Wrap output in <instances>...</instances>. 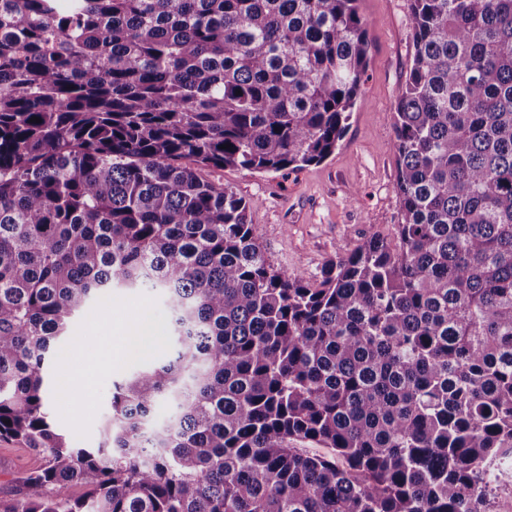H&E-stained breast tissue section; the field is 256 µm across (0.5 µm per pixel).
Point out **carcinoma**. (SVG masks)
<instances>
[{"label":"carcinoma","instance_id":"carcinoma-1","mask_svg":"<svg viewBox=\"0 0 512 512\" xmlns=\"http://www.w3.org/2000/svg\"><path fill=\"white\" fill-rule=\"evenodd\" d=\"M357 2L0 0V439L42 457L0 512H494L512 0H410L400 222L317 283L271 265L246 202L203 175L335 153L366 72ZM114 287L165 293L176 354L114 383L78 448L48 355Z\"/></svg>","mask_w":512,"mask_h":512}]
</instances>
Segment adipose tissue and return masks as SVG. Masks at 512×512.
<instances>
[{"label":"adipose tissue","instance_id":"ef3b65f1","mask_svg":"<svg viewBox=\"0 0 512 512\" xmlns=\"http://www.w3.org/2000/svg\"><path fill=\"white\" fill-rule=\"evenodd\" d=\"M112 342L101 345L89 354L78 356L66 366V387L73 391L84 408L95 403L92 379L99 373L112 368L114 360L131 353L150 351L158 332L154 326L141 323H121L114 327Z\"/></svg>","mask_w":512,"mask_h":512}]
</instances>
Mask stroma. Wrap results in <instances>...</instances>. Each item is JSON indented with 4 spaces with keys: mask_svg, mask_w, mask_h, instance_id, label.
Segmentation results:
<instances>
[{
    "mask_svg": "<svg viewBox=\"0 0 512 512\" xmlns=\"http://www.w3.org/2000/svg\"><path fill=\"white\" fill-rule=\"evenodd\" d=\"M359 12L368 22L369 61L336 152L322 163L284 173L236 168L207 173L246 201L269 262L309 281L319 279L331 259L350 252L364 237H392L400 218L393 109L413 56L409 0H360ZM131 316L159 329L152 352L127 357L112 373L97 375L92 410L76 402L63 410L59 392L50 395L56 425L76 446H97L111 411L113 383L170 357L173 333L167 298L159 289H113L75 317L69 338L52 350L51 363L59 365L62 353L98 347L109 340L113 323ZM40 464L21 443L0 440V496L15 491L18 473Z\"/></svg>",
    "mask_w": 512,
    "mask_h": 512,
    "instance_id": "35a3bbf8",
    "label": "stroma"
}]
</instances>
